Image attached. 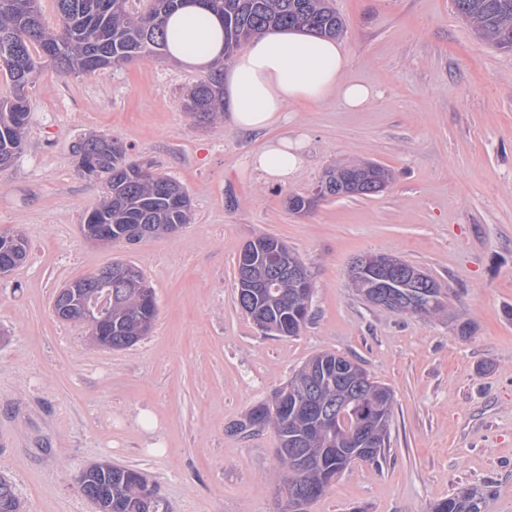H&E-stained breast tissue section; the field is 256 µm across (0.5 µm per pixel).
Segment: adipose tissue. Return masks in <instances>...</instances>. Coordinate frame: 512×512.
<instances>
[{"instance_id":"ef3b65f1","label":"adipose tissue","mask_w":512,"mask_h":512,"mask_svg":"<svg viewBox=\"0 0 512 512\" xmlns=\"http://www.w3.org/2000/svg\"><path fill=\"white\" fill-rule=\"evenodd\" d=\"M220 19L198 5H188L167 22L171 59L192 67H209L223 58ZM351 59L337 40L296 29L271 30L253 39L224 77L231 122L242 130L283 124V134L247 158L255 172L282 183L302 167V135L289 126L288 114L303 104L336 98L350 111L365 109L378 98L370 84L349 77Z\"/></svg>"}]
</instances>
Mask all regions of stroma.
<instances>
[{
    "mask_svg": "<svg viewBox=\"0 0 512 512\" xmlns=\"http://www.w3.org/2000/svg\"><path fill=\"white\" fill-rule=\"evenodd\" d=\"M334 5L351 76L380 96L356 112L332 99L299 107L305 163L285 184L243 166L281 126L257 134L187 114L207 70L164 57L64 76L38 58L25 151L0 169V231H21L29 248L0 278V474L22 512H96L77 478L98 462L139 468L172 512H280L275 431L245 438L232 426L325 351L392 389L391 451L382 468L354 464L308 512H430L466 488L483 492L484 512H512V52L479 39L451 0ZM92 131L179 180L190 224L135 244L86 241L82 218L102 189L72 147ZM346 161L393 179L374 197L289 210V196L312 195ZM263 233L311 274L299 335L264 333L237 304L239 255ZM364 254L432 275L448 315L362 300L348 270ZM115 259L142 271L157 304L151 332L123 350L52 311L59 288ZM143 411L159 422L150 438Z\"/></svg>",
    "mask_w": 512,
    "mask_h": 512,
    "instance_id": "35a3bbf8",
    "label": "stroma"
}]
</instances>
